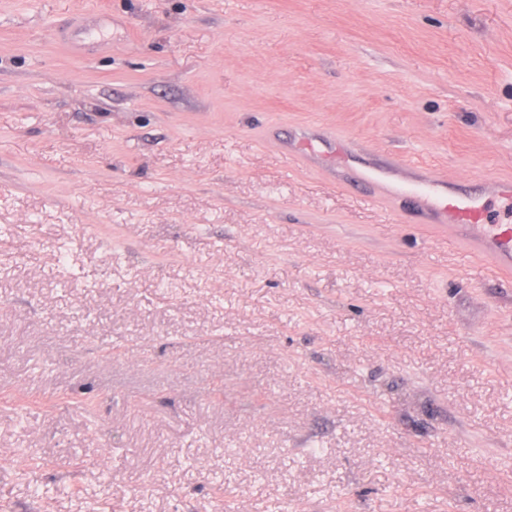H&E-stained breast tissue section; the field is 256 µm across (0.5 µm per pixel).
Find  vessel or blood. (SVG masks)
<instances>
[{
  "mask_svg": "<svg viewBox=\"0 0 512 512\" xmlns=\"http://www.w3.org/2000/svg\"><path fill=\"white\" fill-rule=\"evenodd\" d=\"M356 178L374 187L377 200L416 198L431 223L446 226L471 253L489 259L498 270L512 271V225L487 223L481 195L470 191L466 185H451L430 173L408 179L397 174L386 178L377 172L362 170Z\"/></svg>",
  "mask_w": 512,
  "mask_h": 512,
  "instance_id": "vessel-or-blood-1",
  "label": "vessel or blood"
}]
</instances>
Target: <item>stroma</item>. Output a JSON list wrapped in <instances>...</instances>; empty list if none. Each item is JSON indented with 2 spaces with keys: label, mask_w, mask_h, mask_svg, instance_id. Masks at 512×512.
<instances>
[{
  "label": "stroma",
  "mask_w": 512,
  "mask_h": 512,
  "mask_svg": "<svg viewBox=\"0 0 512 512\" xmlns=\"http://www.w3.org/2000/svg\"><path fill=\"white\" fill-rule=\"evenodd\" d=\"M306 128L512 178V0H0V512H512V276Z\"/></svg>",
  "instance_id": "1"
}]
</instances>
